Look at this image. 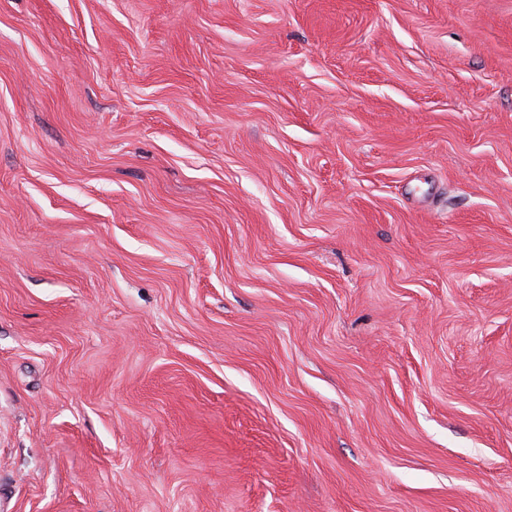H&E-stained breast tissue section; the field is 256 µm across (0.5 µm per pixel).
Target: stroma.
I'll list each match as a JSON object with an SVG mask.
<instances>
[{
    "label": "stroma",
    "mask_w": 512,
    "mask_h": 512,
    "mask_svg": "<svg viewBox=\"0 0 512 512\" xmlns=\"http://www.w3.org/2000/svg\"><path fill=\"white\" fill-rule=\"evenodd\" d=\"M0 512H512V0H0Z\"/></svg>",
    "instance_id": "1"
}]
</instances>
